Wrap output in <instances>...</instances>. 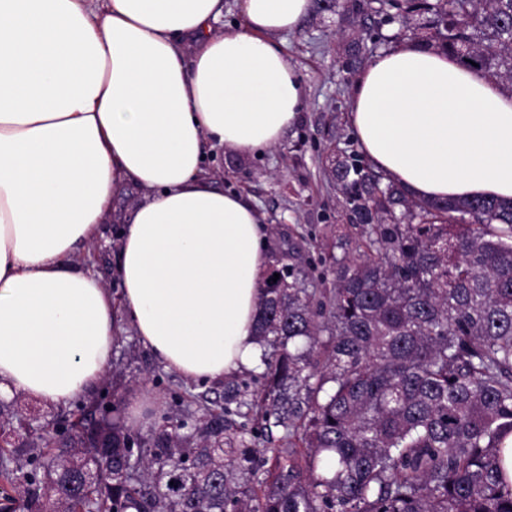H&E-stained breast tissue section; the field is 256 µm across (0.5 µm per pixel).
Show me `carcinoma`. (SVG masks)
<instances>
[{
  "instance_id": "obj_1",
  "label": "carcinoma",
  "mask_w": 512,
  "mask_h": 512,
  "mask_svg": "<svg viewBox=\"0 0 512 512\" xmlns=\"http://www.w3.org/2000/svg\"><path fill=\"white\" fill-rule=\"evenodd\" d=\"M426 16L427 45L512 81V0H368ZM358 256L319 288L305 237L275 244L261 285L262 389H186L194 411L148 434L112 417L102 476L50 431L0 448L24 512H512V202L416 201L335 160ZM277 281H272L274 274Z\"/></svg>"
}]
</instances>
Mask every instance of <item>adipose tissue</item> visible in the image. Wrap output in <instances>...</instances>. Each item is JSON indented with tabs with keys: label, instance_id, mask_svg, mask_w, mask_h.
<instances>
[{
	"label": "adipose tissue",
	"instance_id": "adipose-tissue-1",
	"mask_svg": "<svg viewBox=\"0 0 512 512\" xmlns=\"http://www.w3.org/2000/svg\"><path fill=\"white\" fill-rule=\"evenodd\" d=\"M0 0V398L104 379L117 323L185 381L254 367L267 227L208 162L276 146L306 106L277 35L312 0ZM348 117L409 197L512 200V96L405 39L355 78ZM137 185L122 215L112 202ZM122 224L110 288L80 257Z\"/></svg>",
	"mask_w": 512,
	"mask_h": 512
}]
</instances>
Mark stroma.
Wrapping results in <instances>:
<instances>
[{
	"mask_svg": "<svg viewBox=\"0 0 512 512\" xmlns=\"http://www.w3.org/2000/svg\"><path fill=\"white\" fill-rule=\"evenodd\" d=\"M355 0H338L336 8H312L300 28L282 35L288 61L306 86V107L279 145L262 155L241 156L220 148L211 167L214 187L250 196L272 232H296L307 239V257L322 287H332L328 258L356 256L352 213L333 179L332 159L358 153L348 123L349 92L357 68L345 53L342 12ZM181 380L146 349L134 330L119 325L104 382L68 404L48 403L23 394L13 399L18 418L0 428V437L21 442L24 424L61 426L111 404L113 395L130 399L149 391L160 394L167 413L183 417L187 407L175 398Z\"/></svg>",
	"mask_w": 512,
	"mask_h": 512,
	"instance_id": "stroma-1",
	"label": "stroma"
}]
</instances>
